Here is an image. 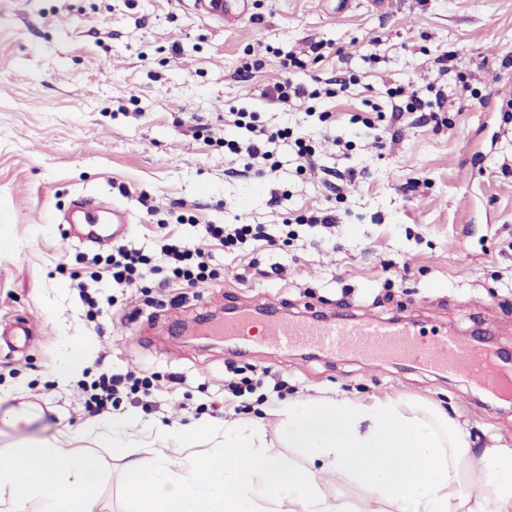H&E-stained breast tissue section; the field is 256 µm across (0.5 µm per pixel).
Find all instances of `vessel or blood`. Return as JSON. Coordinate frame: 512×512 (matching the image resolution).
Listing matches in <instances>:
<instances>
[{"label": "vessel or blood", "instance_id": "b4317fda", "mask_svg": "<svg viewBox=\"0 0 512 512\" xmlns=\"http://www.w3.org/2000/svg\"><path fill=\"white\" fill-rule=\"evenodd\" d=\"M89 238L107 241L118 236L129 216L110 200L96 203ZM210 335L244 342L262 350L274 347L288 353L297 348L359 355L375 363L390 359L412 361L470 379L496 396L512 395V375L501 369L492 352L470 346L449 333L427 340L410 324L367 317L333 320L253 319L248 311L213 325Z\"/></svg>", "mask_w": 512, "mask_h": 512}]
</instances>
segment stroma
<instances>
[{
    "mask_svg": "<svg viewBox=\"0 0 512 512\" xmlns=\"http://www.w3.org/2000/svg\"><path fill=\"white\" fill-rule=\"evenodd\" d=\"M309 41L323 42V56L295 79L318 98L291 109L263 98L285 77L278 50ZM451 50L465 80L437 73L435 58ZM510 54L512 0H389L381 10L371 0H251L231 27L192 0H0V328L20 317L33 325L26 344L0 348V448L37 437L99 452L101 512H124L127 460L99 447L101 419L86 401L101 371L129 369L149 379L157 407L124 403L109 420L140 458L221 451L224 423L242 421L258 424L262 451L304 465L275 410L320 396L429 403L472 447L512 448V402L466 379L359 356L233 354L174 335L236 307L398 316L428 334L478 332L512 360V118L501 110L512 101V68L501 65ZM398 88L448 102L427 123L397 117ZM232 108L303 133L317 172L297 173L292 137L276 170L244 172L224 146L245 135L224 124ZM369 123L389 136L366 135ZM326 167L342 172L340 193L324 187ZM410 178L418 189L403 191ZM83 196L128 211L117 238L67 237L61 219ZM326 210L337 224L298 221ZM206 224H261L266 234L227 247L204 237ZM167 238L210 255L207 286L164 270L163 291L113 286V249L153 255ZM81 281L100 313L81 302ZM73 346L85 358L60 376ZM255 366L283 380L281 393L225 392L229 370Z\"/></svg>",
    "mask_w": 512,
    "mask_h": 512,
    "instance_id": "stroma-1",
    "label": "stroma"
}]
</instances>
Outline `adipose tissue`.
<instances>
[{
    "instance_id": "1",
    "label": "adipose tissue",
    "mask_w": 512,
    "mask_h": 512,
    "mask_svg": "<svg viewBox=\"0 0 512 512\" xmlns=\"http://www.w3.org/2000/svg\"><path fill=\"white\" fill-rule=\"evenodd\" d=\"M279 412L284 441L307 466L256 450L257 426L228 424L223 452L190 468L132 461L127 512H512V449L474 453L440 410L324 397ZM321 475L356 482L363 508L324 495ZM100 479L92 454L36 438L0 448V489L9 490L12 512L32 503L37 512H98Z\"/></svg>"
}]
</instances>
